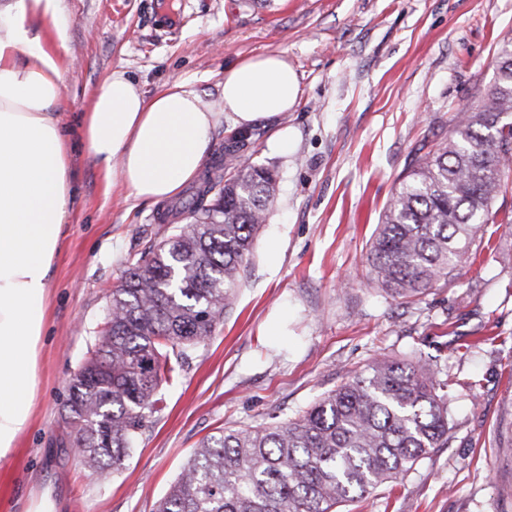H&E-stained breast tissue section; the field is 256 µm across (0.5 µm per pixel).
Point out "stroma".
<instances>
[{
    "label": "stroma",
    "instance_id": "obj_1",
    "mask_svg": "<svg viewBox=\"0 0 512 512\" xmlns=\"http://www.w3.org/2000/svg\"><path fill=\"white\" fill-rule=\"evenodd\" d=\"M55 109L72 154V218L51 272L30 425L0 460V512L50 491L58 512H151L199 442L221 429L295 417L374 358H420L447 382L450 440L350 512H512V223L490 224L477 257L412 302L372 281L369 241L419 147L447 138L493 83L512 38V0H60ZM287 57L301 94L229 154L277 184L249 273L210 341L163 385L138 445L109 478L89 475L62 417L67 381L131 263L166 231L162 204L134 199L86 156L81 123L112 72L152 96L176 81L221 104L224 69ZM287 132V152L273 137Z\"/></svg>",
    "mask_w": 512,
    "mask_h": 512
}]
</instances>
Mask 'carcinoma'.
I'll list each match as a JSON object with an SVG mask.
<instances>
[{
  "label": "carcinoma",
  "instance_id": "obj_1",
  "mask_svg": "<svg viewBox=\"0 0 512 512\" xmlns=\"http://www.w3.org/2000/svg\"><path fill=\"white\" fill-rule=\"evenodd\" d=\"M512 39L496 78L448 139L416 157L385 205L367 256L373 278L405 302L448 282L472 254L512 178ZM276 178L249 165L224 178L217 158L186 198L159 214L171 233L150 244L112 291L103 327L68 381L63 417L78 463L119 470L149 423L157 393L233 309ZM184 215L186 224H172ZM439 371L376 358L335 390L273 425L203 439L153 512H343L448 445Z\"/></svg>",
  "mask_w": 512,
  "mask_h": 512
}]
</instances>
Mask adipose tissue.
Returning <instances> with one entry per match:
<instances>
[{
    "mask_svg": "<svg viewBox=\"0 0 512 512\" xmlns=\"http://www.w3.org/2000/svg\"><path fill=\"white\" fill-rule=\"evenodd\" d=\"M31 16L50 23L52 45L32 34ZM66 40L59 0L0 6V458L36 406L50 271L75 194L70 146L53 111L62 81L54 48ZM299 94L296 72L273 53L225 68L220 113L183 83L148 98L115 72L84 114V149L135 198L163 202L198 178L221 120L245 131L292 110Z\"/></svg>",
    "mask_w": 512,
    "mask_h": 512,
    "instance_id": "obj_1",
    "label": "adipose tissue"
}]
</instances>
